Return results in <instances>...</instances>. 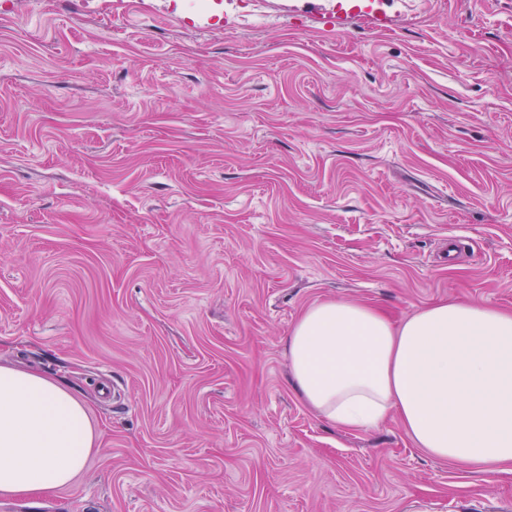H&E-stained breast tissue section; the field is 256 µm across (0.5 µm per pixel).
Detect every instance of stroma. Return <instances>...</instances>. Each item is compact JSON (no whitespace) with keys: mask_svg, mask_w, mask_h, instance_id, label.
<instances>
[{"mask_svg":"<svg viewBox=\"0 0 512 512\" xmlns=\"http://www.w3.org/2000/svg\"><path fill=\"white\" fill-rule=\"evenodd\" d=\"M341 299L512 311V0H0V365L100 446L0 512H512L298 397Z\"/></svg>","mask_w":512,"mask_h":512,"instance_id":"1","label":"stroma"}]
</instances>
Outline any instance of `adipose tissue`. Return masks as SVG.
<instances>
[{
    "instance_id": "obj_1",
    "label": "adipose tissue",
    "mask_w": 512,
    "mask_h": 512,
    "mask_svg": "<svg viewBox=\"0 0 512 512\" xmlns=\"http://www.w3.org/2000/svg\"><path fill=\"white\" fill-rule=\"evenodd\" d=\"M287 350L296 393L334 426L367 430L394 412L432 457L487 475L512 464V313L440 302L395 325L373 306L325 301ZM95 446L68 389L0 366V496L70 485Z\"/></svg>"
}]
</instances>
